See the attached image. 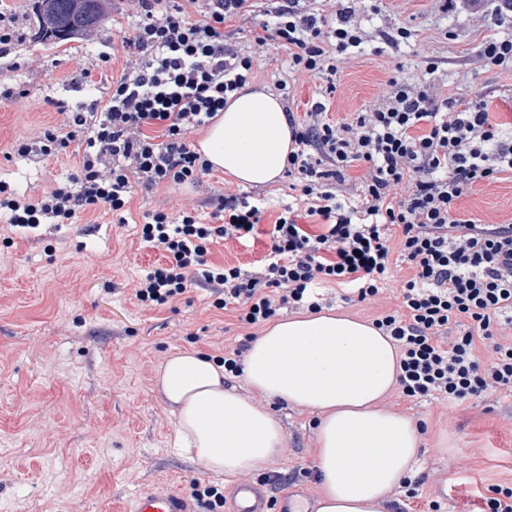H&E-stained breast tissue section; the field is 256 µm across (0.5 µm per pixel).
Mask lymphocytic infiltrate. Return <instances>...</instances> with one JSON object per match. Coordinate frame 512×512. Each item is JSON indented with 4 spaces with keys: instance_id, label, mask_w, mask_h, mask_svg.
I'll return each mask as SVG.
<instances>
[{
    "instance_id": "f902f5d3",
    "label": "lymphocytic infiltrate",
    "mask_w": 512,
    "mask_h": 512,
    "mask_svg": "<svg viewBox=\"0 0 512 512\" xmlns=\"http://www.w3.org/2000/svg\"><path fill=\"white\" fill-rule=\"evenodd\" d=\"M133 26L123 36L121 75L106 103L72 111L19 156L53 157L76 148L81 166L45 195L23 199L0 181V212L10 226L75 224L98 208L123 218L135 186H202L212 164L194 134L254 79V67L279 47L288 76L277 86L295 151L285 174L298 205L270 228L260 271L211 264L212 244L244 240L259 224L267 193L218 190L197 205L167 201L144 216L140 241L165 261L137 281L146 306L180 300L201 283L220 310L254 328L282 309L320 312L333 290L346 301L378 304L396 265H407L398 310L374 320L400 353L398 386L409 401L478 404L512 393V224H480L456 204L476 184L512 173V138L487 97L438 94L444 60L425 57L427 81L394 68L377 104L330 119L345 64L366 42L359 0H121ZM482 25L501 33L482 42L484 67L512 72V0H479ZM253 19L243 42L227 25ZM323 79L320 96L295 112L294 81ZM363 167L359 179L351 168Z\"/></svg>"
}]
</instances>
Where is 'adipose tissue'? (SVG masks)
Segmentation results:
<instances>
[{"instance_id":"ef3b65f1","label":"adipose tissue","mask_w":512,"mask_h":512,"mask_svg":"<svg viewBox=\"0 0 512 512\" xmlns=\"http://www.w3.org/2000/svg\"><path fill=\"white\" fill-rule=\"evenodd\" d=\"M201 153L231 181L264 186L284 173L294 151L278 97L244 91L199 141ZM400 353L372 323L345 313H300L267 325L244 358L243 378L197 351L167 357L157 376L177 408L176 448L232 480L260 472L286 434L270 403L315 419L317 512H382L415 473L422 444L414 420L387 407Z\"/></svg>"}]
</instances>
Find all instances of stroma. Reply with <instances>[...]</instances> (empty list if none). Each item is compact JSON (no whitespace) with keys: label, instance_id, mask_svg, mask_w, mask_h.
Returning <instances> with one entry per match:
<instances>
[{"label":"stroma","instance_id":"obj_1","mask_svg":"<svg viewBox=\"0 0 512 512\" xmlns=\"http://www.w3.org/2000/svg\"><path fill=\"white\" fill-rule=\"evenodd\" d=\"M22 23L27 37L0 58V76L25 93V111L0 99V180L16 195L44 194L74 173L80 154L70 151L37 161L18 156L16 141L37 137L69 108L103 100L123 67L121 37L130 30L114 6L97 31L59 45L39 37L36 0H26ZM372 41L343 68L330 109L332 119L375 104L389 69L424 75L423 47L433 44L448 62V95L485 93L497 122L512 127V74L481 67L477 51L489 28L467 13H438L432 0H410L405 12H365ZM407 23L419 41L377 53V32ZM112 61L98 68L99 56ZM94 69L83 79L80 67ZM227 179L213 171L198 188H136L126 223L98 209L79 224L11 227L0 215V507L5 512H126L145 489L187 494L192 480L211 481L198 462L175 447L176 408L165 397L156 372L167 356L198 351L210 357L238 343L245 331L233 313L215 309L209 294L189 288L164 307H144L133 296L138 276L161 262L162 254L137 246L143 215L159 200L173 207L205 198ZM458 208L463 216L512 224V178L475 186ZM268 240L257 232L244 241L211 245L208 260L249 272L261 269ZM388 406L425 423L420 470L436 467L408 512H424L438 501L440 512H477L478 496L492 484L512 480V394H496L480 406L448 408L439 402L412 403L391 394ZM280 418L288 446L276 458L296 473L290 489L313 507L319 485L312 474L313 421L303 409L282 403ZM447 434V448L437 445Z\"/></svg>","mask_w":512,"mask_h":512}]
</instances>
